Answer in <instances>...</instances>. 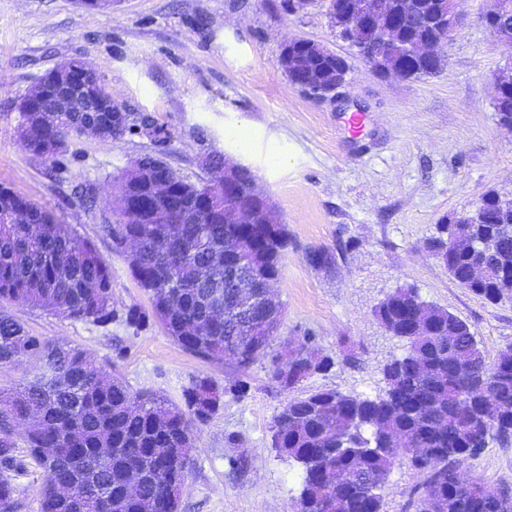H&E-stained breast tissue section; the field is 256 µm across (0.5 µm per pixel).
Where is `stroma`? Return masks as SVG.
<instances>
[{"instance_id": "obj_1", "label": "stroma", "mask_w": 512, "mask_h": 512, "mask_svg": "<svg viewBox=\"0 0 512 512\" xmlns=\"http://www.w3.org/2000/svg\"><path fill=\"white\" fill-rule=\"evenodd\" d=\"M490 0H457L460 24L445 47L443 71L420 79L382 78L343 41L323 5L288 13L283 0H118L108 12L76 0H0V185L49 205L60 223L91 241L112 271L115 308H149L127 254L113 251L118 176L153 152L146 134L111 144L80 136L67 143V168L53 171L31 153L17 127L19 99L58 63L80 59L132 116L152 115L170 136L166 162L193 182L206 180V156L249 167L294 242L272 291L284 315L272 351L314 336L335 367L303 389L375 397L381 367L402 355L375 309L401 287L448 309L474 332L487 358L512 345V303L493 304L461 288L431 253L439 224L470 210L489 190L512 199V129L500 125L493 83L512 68L480 22ZM290 37L322 43L349 66L347 101L320 102L292 86L277 59ZM366 126L351 135L348 115ZM248 128L247 145L237 132ZM95 190L86 203L74 188ZM314 249L338 251L333 267L311 266ZM9 313L31 334L85 351L131 391H152L179 405L192 379L224 382L231 359L205 361L157 325L136 333L122 322L102 328L21 305ZM269 360L250 370L249 395L225 398L195 433L193 464L179 512H292L301 468L270 447L272 417L285 395L269 379ZM241 436L252 461L229 470L224 438ZM488 488L512 487V441L489 440L468 462ZM16 512H39L43 470L26 460L13 476ZM419 475L403 463L385 485L386 512H411Z\"/></svg>"}]
</instances>
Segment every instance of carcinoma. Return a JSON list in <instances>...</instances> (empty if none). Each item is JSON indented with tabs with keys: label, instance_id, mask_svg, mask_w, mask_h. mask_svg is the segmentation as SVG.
I'll use <instances>...</instances> for the list:
<instances>
[{
	"label": "carcinoma",
	"instance_id": "carcinoma-1",
	"mask_svg": "<svg viewBox=\"0 0 512 512\" xmlns=\"http://www.w3.org/2000/svg\"><path fill=\"white\" fill-rule=\"evenodd\" d=\"M398 29L403 41L432 34L419 13L404 9ZM39 139L66 141L81 135V116L55 122L42 113ZM486 224L454 218L432 239V251L451 278L491 302H512V204L493 191L482 195ZM28 218L15 224L0 215V304L50 308L76 321L106 327L122 321L134 331L154 324L182 349L204 359L235 355L239 377L219 385L203 376L184 390L183 405H167L157 395L137 394L118 377L106 378L78 348H64L34 336L0 310V364L33 359L39 372L3 400L0 415V503L15 504L12 475L23 460L12 440L10 420L30 419L27 456L45 473L40 512H178L191 468L194 430L221 409L224 397L242 398L250 389L248 370L271 358L269 376L292 392L310 377L335 365L333 356L305 336L299 347L306 361L283 366L271 347L275 332L265 319L282 316L280 302L263 297L259 282L235 281L230 269L245 260L279 278L292 245L284 224H226L193 213L181 224L159 213L151 224L107 227L112 249L117 239L137 240L130 267L148 294L151 311L138 306H106L101 292L112 289V272L94 244L52 209L14 195ZM456 245H448V240ZM486 239L495 255L483 257L467 242ZM490 266L479 285L466 278L478 261ZM412 288L387 296L375 314L391 335L406 342V353L383 365L382 394L371 399L333 389L288 397L270 426V446L302 468L294 512H385L382 494L394 464L408 461L422 476L409 493L414 512H512V494L482 497L483 482L465 462L490 439L512 438V345L489 362L470 326L448 310L429 307L423 324L413 316ZM142 472L132 486L129 472ZM354 478L378 488L373 495L353 491ZM77 484L76 495L60 488Z\"/></svg>",
	"mask_w": 512,
	"mask_h": 512
}]
</instances>
